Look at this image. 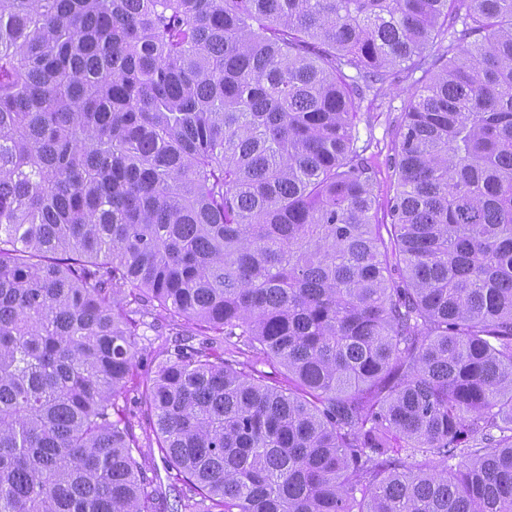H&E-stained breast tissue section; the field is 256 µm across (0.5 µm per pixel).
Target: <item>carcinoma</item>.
Wrapping results in <instances>:
<instances>
[{"label":"carcinoma","instance_id":"obj_1","mask_svg":"<svg viewBox=\"0 0 512 512\" xmlns=\"http://www.w3.org/2000/svg\"><path fill=\"white\" fill-rule=\"evenodd\" d=\"M0 512H512V0H0ZM420 76L421 72L410 77L406 71L397 70L385 84L376 85L363 100L356 101L360 115L358 145L369 144L364 156L368 158L373 171L378 224L391 222L388 202L395 188L391 161L397 144V130L414 91V81Z\"/></svg>","mask_w":512,"mask_h":512}]
</instances>
